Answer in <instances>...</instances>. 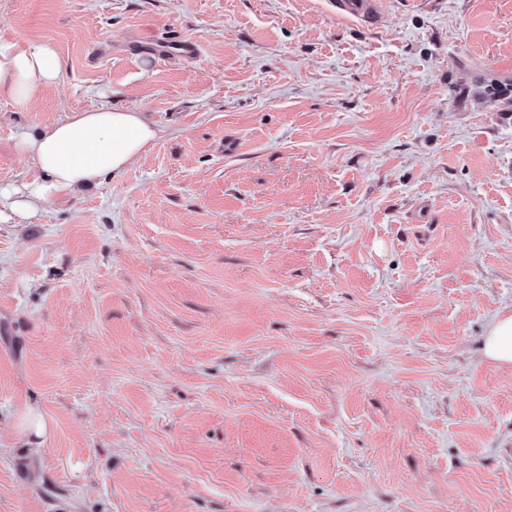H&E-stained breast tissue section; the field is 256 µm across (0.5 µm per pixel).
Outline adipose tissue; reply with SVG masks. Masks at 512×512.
I'll use <instances>...</instances> for the list:
<instances>
[{
  "instance_id": "obj_1",
  "label": "adipose tissue",
  "mask_w": 512,
  "mask_h": 512,
  "mask_svg": "<svg viewBox=\"0 0 512 512\" xmlns=\"http://www.w3.org/2000/svg\"><path fill=\"white\" fill-rule=\"evenodd\" d=\"M60 71L51 45L22 48L0 38V98L25 103L54 83ZM159 135V128L141 113L105 105L67 113L36 134L19 131L15 146L34 160L39 174L0 188V222L11 215L34 218L58 195H74L104 177L122 174Z\"/></svg>"
}]
</instances>
